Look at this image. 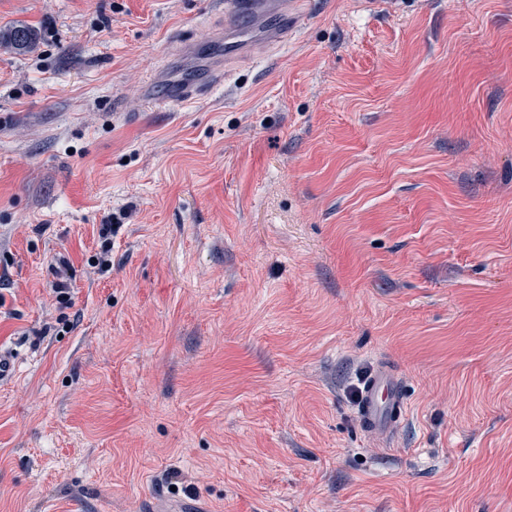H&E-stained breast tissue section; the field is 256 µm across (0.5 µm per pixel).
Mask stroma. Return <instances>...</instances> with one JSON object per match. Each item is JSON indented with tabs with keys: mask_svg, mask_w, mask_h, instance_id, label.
Listing matches in <instances>:
<instances>
[{
	"mask_svg": "<svg viewBox=\"0 0 512 512\" xmlns=\"http://www.w3.org/2000/svg\"><path fill=\"white\" fill-rule=\"evenodd\" d=\"M13 24L0 512H512V0H308L160 111L224 0H0ZM382 367L407 408L377 433ZM37 39L34 28L17 24L7 29H0V44L7 45L17 52H27ZM405 406L398 377L382 369L372 374L363 387L359 416L368 430H387L402 416Z\"/></svg>",
	"mask_w": 512,
	"mask_h": 512,
	"instance_id": "obj_1",
	"label": "stroma"
}]
</instances>
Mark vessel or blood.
I'll list each match as a JSON object with an SVG mask.
<instances>
[{
    "label": "vessel or blood",
    "instance_id": "b4317fda",
    "mask_svg": "<svg viewBox=\"0 0 512 512\" xmlns=\"http://www.w3.org/2000/svg\"><path fill=\"white\" fill-rule=\"evenodd\" d=\"M305 0H224L225 37L216 38L214 61L202 76L188 79L173 75L161 83H148V91H159L165 102L191 103L235 70L250 62L266 47L282 43L296 34L305 21ZM260 14L271 18L263 39L237 27L238 18ZM406 403L398 377L382 369L366 381L361 395L359 416L368 430L389 429L402 416Z\"/></svg>",
    "mask_w": 512,
    "mask_h": 512
}]
</instances>
